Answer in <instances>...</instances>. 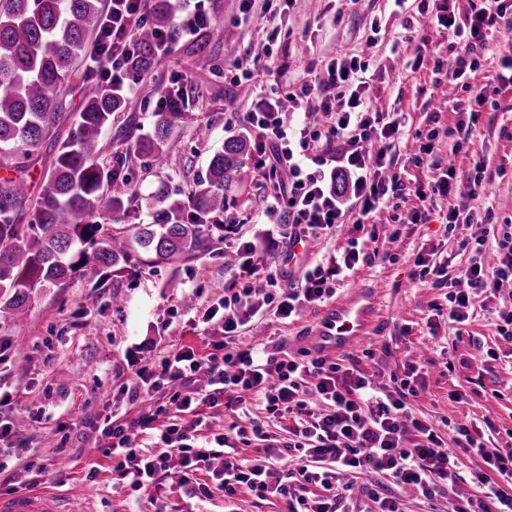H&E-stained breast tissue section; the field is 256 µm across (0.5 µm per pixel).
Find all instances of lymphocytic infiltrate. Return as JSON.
I'll use <instances>...</instances> for the list:
<instances>
[{
  "mask_svg": "<svg viewBox=\"0 0 512 512\" xmlns=\"http://www.w3.org/2000/svg\"><path fill=\"white\" fill-rule=\"evenodd\" d=\"M431 21L462 43L465 51L455 73L462 88L472 94L471 109L479 111L488 103L487 88L477 87L480 55L487 47L489 31L512 30V4L494 9L475 10L468 27H459L446 0H434ZM104 24L94 43L100 79L123 81L127 78L126 58L133 46L136 27L148 20L146 0H109L103 13ZM363 66L356 58H336L327 64L316 85L304 86L290 94L294 110L319 112L329 121L326 131L303 127L297 140H290L279 105L269 104L249 113L246 121L255 134L256 169L274 185L276 193L268 208L270 214H283L290 245H298L335 233L345 223L363 231L373 215L388 208L391 199L403 189L399 173L393 172L384 152L369 153L370 144L394 137L400 130L398 118L371 111L365 104V86L357 75ZM337 138L336 153L318 149L321 138ZM347 172L353 175V196L358 204L356 219H349L340 206L335 189L327 179ZM496 262L488 266L477 261L465 271L464 289L449 294L448 318L464 323L472 294H498L503 284L512 282V232L494 235ZM371 254L350 247L342 260L330 266H315L305 274L301 288H282L277 280L257 289L253 281L264 265V257L252 243L238 254V279L224 288L220 303V327L231 337L243 325L244 314H257L262 308L274 309L282 319L296 316L305 305L324 302L335 294L338 276L354 272L357 265L371 261ZM209 370V388L204 397L187 391L195 373ZM137 389L130 401H138L141 391L170 386V401L177 412H196L200 404L218 405L220 399L236 404L237 394L253 396L267 414L291 415L295 425L283 448H268L254 457L241 456L217 435L212 445H204L202 434L175 421L155 425L153 416L140 417L142 429H156L158 448L139 450L128 426L116 424L106 429L107 455L115 459V472L127 479L133 489L159 484L170 475V459L178 457L181 467L179 486L194 495V475L202 464L220 457L222 468L210 477L224 495V512H237V497L249 492L258 500L280 496L289 498V512H351L349 485L342 478L351 470L369 468L411 485L427 498L440 494L451 473L452 450L442 447L434 430L416 417L406 401L409 382H401L400 392L375 388L363 375L342 369L340 364L306 353L265 357L261 353L225 346L223 354H202L188 345L165 357L160 370L141 368ZM456 447L480 455L486 471L477 473L485 482L488 472H496L502 486L495 489L496 506L478 503L472 512H512V455L492 453L467 427L456 430ZM455 447V448H456ZM296 452L297 491L271 483L272 470L283 451ZM319 494H312V487Z\"/></svg>",
  "mask_w": 512,
  "mask_h": 512,
  "instance_id": "lymphocytic-infiltrate-1",
  "label": "lymphocytic infiltrate"
}]
</instances>
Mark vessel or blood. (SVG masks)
<instances>
[{"instance_id":"obj_1","label":"vessel or blood","mask_w":512,"mask_h":512,"mask_svg":"<svg viewBox=\"0 0 512 512\" xmlns=\"http://www.w3.org/2000/svg\"><path fill=\"white\" fill-rule=\"evenodd\" d=\"M378 297L364 288L342 295L318 313L300 344L319 357H333L362 344L375 324ZM0 512H67L59 497L21 492L0 498Z\"/></svg>"}]
</instances>
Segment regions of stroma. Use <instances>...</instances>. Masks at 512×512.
<instances>
[{
	"label": "stroma",
	"instance_id": "obj_1",
	"mask_svg": "<svg viewBox=\"0 0 512 512\" xmlns=\"http://www.w3.org/2000/svg\"><path fill=\"white\" fill-rule=\"evenodd\" d=\"M215 0H185L187 13L220 22L222 77L195 68L176 44L148 81L169 86L179 82L189 97L196 122L172 138L163 165L135 154L125 160V172L140 195L160 185L189 190L202 178L212 155L226 137L246 132L245 117L263 101L285 97L314 83L336 56L346 55L367 64V102L378 112H398L402 126L394 139L380 142L395 164L405 190L398 211L381 212L373 234H359V245L372 253V262L360 265L335 285L337 293L365 284L382 290L381 322L362 347L339 357V364L364 372L387 389L399 387L408 362H416L412 393L407 401L417 416L433 425L445 447H453L457 427L480 435L486 447L512 452V340L500 336L498 313L512 308V288L499 296L472 297L468 320L448 319L449 285L433 287L422 278L417 257L448 267L450 281L461 277L476 256L469 244L482 237L481 224H459L447 229L444 216L450 206H466L475 213L491 210L493 224L512 225V85L499 87L478 115L471 141L459 142L454 130L470 118L471 94L453 86L451 74L463 54L447 31L429 24L425 0H253L243 14L238 0H224L216 13ZM276 22L288 37L277 40L262 55L266 27ZM258 56L251 80H237L235 65L245 56ZM155 105L147 102L125 113L101 137V158L114 162L124 149L125 133L151 131ZM437 130L433 154L421 156L430 130ZM454 166L460 186L455 198H436L428 223L415 224L411 213L419 207L415 190ZM480 187H473L474 176ZM272 186L262 176L235 193L228 210L233 230L224 242L194 262L172 268L147 267L111 286L97 288L98 274L88 267L65 285L38 288L21 317L0 316V388L13 394V403L0 409L17 431L0 444V462L12 479L0 475V496L37 489L63 496L73 512H222V495L200 501L187 499L175 482L160 490H133L113 469L105 454L102 430L112 420L128 421L145 413L165 423L175 413L167 390H159L139 406L128 401L136 369L159 367L165 349L190 345L207 354L222 346L224 334L205 318L224 295V286L237 278V251L247 241L257 242L266 260L261 277L280 285L300 287L306 268L341 258L349 234L340 231L289 254L288 242L266 236V210ZM97 293L98 302L85 307L84 297ZM319 312L305 307L293 320H282L263 309L239 329V342L268 355L297 353L296 342ZM201 415L213 433L224 434L230 446H239L237 425L254 420L266 435L252 440L280 447L289 438V419H271L261 410L251 416L223 406H201ZM44 468L30 483L19 462ZM482 458L472 452L457 455L446 495L426 499L414 488L396 484L370 470L353 474L356 485L379 484L382 493L397 501L401 512H448L483 498L489 485L476 482L484 470Z\"/></svg>",
	"mask_w": 512,
	"mask_h": 512
}]
</instances>
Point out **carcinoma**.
Here are the masks:
<instances>
[{
	"label": "carcinoma",
	"instance_id": "cac0c4a2",
	"mask_svg": "<svg viewBox=\"0 0 512 512\" xmlns=\"http://www.w3.org/2000/svg\"><path fill=\"white\" fill-rule=\"evenodd\" d=\"M149 24L137 28V46L128 69L139 77L157 65L162 47L156 33L176 42L186 28L194 32L186 54L202 70L218 72L216 53L224 31L204 19L179 20L180 0H147ZM100 0H0V312L28 307L38 287L65 284L92 265L97 288L158 261L179 269L224 240L228 194L253 179L250 138L233 135L211 157L204 178L184 195L163 185L140 197L122 174L123 154L137 153L162 163L173 134L190 121L181 86H143L142 99H157L152 131L100 162V136L135 106L126 89L110 83L84 100L67 136L58 124L67 106L65 79L84 52L86 38L102 21ZM54 149L50 174L31 193L23 177L42 145ZM151 224H127L142 208ZM108 211L113 225L98 222Z\"/></svg>",
	"mask_w": 512,
	"mask_h": 512
}]
</instances>
